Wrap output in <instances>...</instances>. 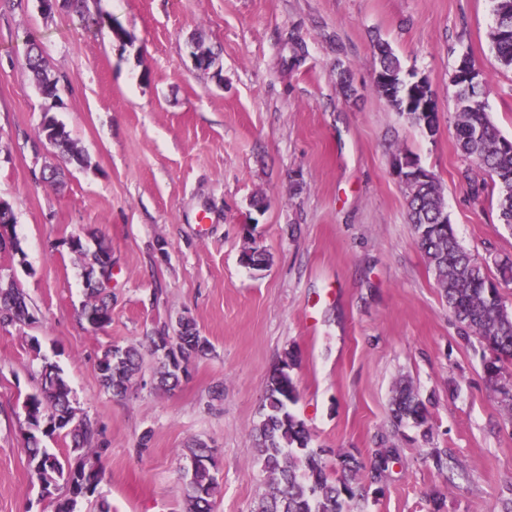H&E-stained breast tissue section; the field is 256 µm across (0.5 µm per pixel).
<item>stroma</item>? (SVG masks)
I'll return each mask as SVG.
<instances>
[{
  "label": "stroma",
  "instance_id": "1",
  "mask_svg": "<svg viewBox=\"0 0 512 512\" xmlns=\"http://www.w3.org/2000/svg\"><path fill=\"white\" fill-rule=\"evenodd\" d=\"M85 16L45 15L37 0H0V199L20 254L0 278L26 293L32 319L0 324V512H54L25 453L23 400L56 364L104 477L75 512H183L185 446L220 461L214 512H251L263 491L252 428L286 351L292 413L328 468L349 451L368 490L362 512H502L512 501V413L494 391L478 339L462 337L408 219L393 172L403 152L437 177L460 243L494 267L512 258L497 195L458 152L449 75L461 52L487 74L493 124L512 137V68L489 33L493 0H88ZM128 33L116 42L111 22ZM217 56L198 68L192 39ZM437 96L435 136L375 90L376 39ZM42 47L64 88L52 106L22 64ZM354 92L344 95L339 68ZM64 123L86 159L64 189L41 134ZM272 259L239 261L244 225ZM112 250L111 321L81 317L88 299L72 237ZM190 316L211 349L171 391L144 352L127 395L105 390L98 359ZM406 379L426 400L431 433L390 418ZM399 459L374 479L376 449Z\"/></svg>",
  "mask_w": 512,
  "mask_h": 512
}]
</instances>
